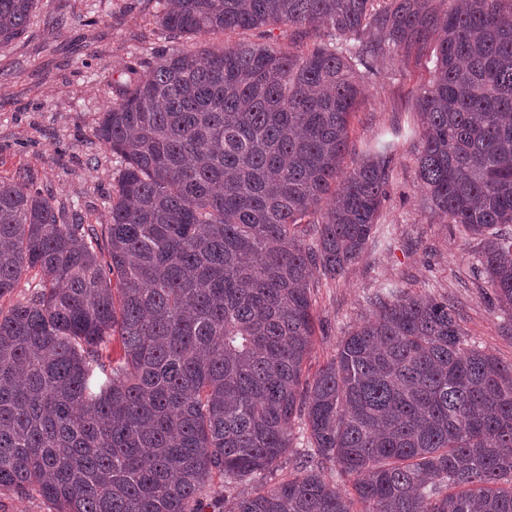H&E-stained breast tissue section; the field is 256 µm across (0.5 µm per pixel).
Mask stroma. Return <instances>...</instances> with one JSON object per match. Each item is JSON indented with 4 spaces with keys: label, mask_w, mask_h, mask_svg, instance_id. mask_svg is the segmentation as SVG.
Segmentation results:
<instances>
[{
    "label": "stroma",
    "mask_w": 512,
    "mask_h": 512,
    "mask_svg": "<svg viewBox=\"0 0 512 512\" xmlns=\"http://www.w3.org/2000/svg\"><path fill=\"white\" fill-rule=\"evenodd\" d=\"M243 40L284 47L290 31L281 26L177 36L159 25L155 0H36L26 32L0 46V176L29 173L35 188L78 211L84 223H105L115 164L95 129L112 104L113 83L134 60L149 63L162 53ZM429 78L423 57L389 55L376 63L350 121L349 159L383 132L415 124L417 98ZM417 149V137L401 139L378 236L341 276L319 274L313 281L315 336L307 375L367 319L368 296L390 284L449 298L468 344L512 362L507 317L471 269L480 242L432 216L417 179Z\"/></svg>",
    "instance_id": "obj_1"
}]
</instances>
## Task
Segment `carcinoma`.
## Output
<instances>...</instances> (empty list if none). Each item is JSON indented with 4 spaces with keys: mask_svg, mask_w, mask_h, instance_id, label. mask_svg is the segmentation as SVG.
I'll list each match as a JSON object with an SVG mask.
<instances>
[{
    "mask_svg": "<svg viewBox=\"0 0 512 512\" xmlns=\"http://www.w3.org/2000/svg\"><path fill=\"white\" fill-rule=\"evenodd\" d=\"M157 2L176 35L286 25L293 49L128 65L95 129L117 162L99 229L0 179V298L40 275L0 312V487L56 512H206L213 477L277 470L298 419L296 474L229 512H512V363L463 347L447 299L376 291L302 380L311 273L359 258L388 198L395 141L342 167L361 81L430 39L417 177L512 317V0ZM34 3L0 0L1 45Z\"/></svg>",
    "mask_w": 512,
    "mask_h": 512,
    "instance_id": "1",
    "label": "carcinoma"
}]
</instances>
